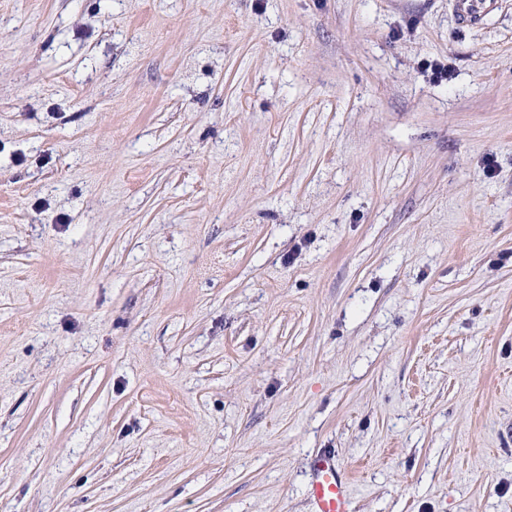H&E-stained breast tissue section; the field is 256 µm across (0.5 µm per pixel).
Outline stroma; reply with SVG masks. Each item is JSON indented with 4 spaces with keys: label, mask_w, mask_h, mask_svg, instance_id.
<instances>
[{
    "label": "stroma",
    "mask_w": 512,
    "mask_h": 512,
    "mask_svg": "<svg viewBox=\"0 0 512 512\" xmlns=\"http://www.w3.org/2000/svg\"><path fill=\"white\" fill-rule=\"evenodd\" d=\"M454 3L0 0V512H310L320 450L512 512V0Z\"/></svg>",
    "instance_id": "1"
}]
</instances>
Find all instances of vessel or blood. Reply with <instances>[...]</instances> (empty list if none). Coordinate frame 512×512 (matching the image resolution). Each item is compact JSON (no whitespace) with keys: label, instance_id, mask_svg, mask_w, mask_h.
Wrapping results in <instances>:
<instances>
[{"label":"vessel or blood","instance_id":"b4317fda","mask_svg":"<svg viewBox=\"0 0 512 512\" xmlns=\"http://www.w3.org/2000/svg\"><path fill=\"white\" fill-rule=\"evenodd\" d=\"M311 512H352L351 484L333 452L322 451L309 463Z\"/></svg>","mask_w":512,"mask_h":512}]
</instances>
